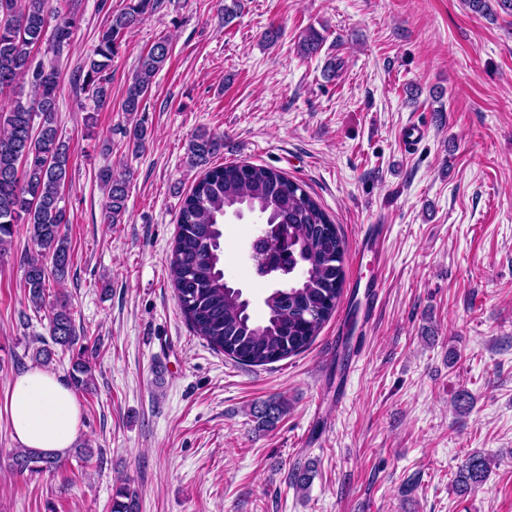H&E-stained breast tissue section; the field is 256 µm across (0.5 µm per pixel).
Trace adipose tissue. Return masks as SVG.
<instances>
[{"label":"adipose tissue","mask_w":512,"mask_h":512,"mask_svg":"<svg viewBox=\"0 0 512 512\" xmlns=\"http://www.w3.org/2000/svg\"><path fill=\"white\" fill-rule=\"evenodd\" d=\"M16 444L47 453L71 448L82 432L81 410L62 377L33 366L8 382L0 399Z\"/></svg>","instance_id":"1"}]
</instances>
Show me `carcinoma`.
I'll list each match as a JSON object with an SVG mask.
<instances>
[{"instance_id":"1","label":"carcinoma","mask_w":512,"mask_h":512,"mask_svg":"<svg viewBox=\"0 0 512 512\" xmlns=\"http://www.w3.org/2000/svg\"><path fill=\"white\" fill-rule=\"evenodd\" d=\"M470 10L495 18L512 16V0H467ZM159 0H125L110 11L108 26L85 64L82 89L97 103L110 97L112 58L120 41L155 10ZM80 20L76 0H0V95L11 94L0 110V256L8 253L17 227L27 226L36 250L23 257L24 288L34 308L45 303L50 279L63 280L71 263V246L62 233L65 206L62 190L69 180L70 154L56 125L60 73L35 61L44 40L56 50L69 44ZM323 36L307 29L298 41L304 55L318 52ZM171 42L159 37L144 52L128 84L121 110L131 127L126 136L133 148L144 147L150 132L142 112L155 75L169 59ZM27 78L31 95L24 97L18 81ZM224 149V140L201 130L188 144V157L205 166ZM98 178L107 191L108 223L118 224L127 205L128 177L105 167ZM248 209L269 224H286L295 239L288 255L282 287L265 298L268 316L256 321L239 288L224 282V231L227 214ZM345 241L329 215L301 184L282 172L253 164L208 168L181 202L178 229L168 264L180 309L193 331L230 359L251 366L266 365L304 352L331 318L343 294ZM53 342L72 352L68 376L77 391H90L93 375L85 350L79 347L74 320L64 300L49 315ZM288 413L284 401H270L258 411L262 426ZM61 459L29 448L11 455L12 469L23 474L52 472ZM488 460L471 455L454 483L461 492L480 486ZM112 512H137L136 493L116 490Z\"/></svg>"}]
</instances>
